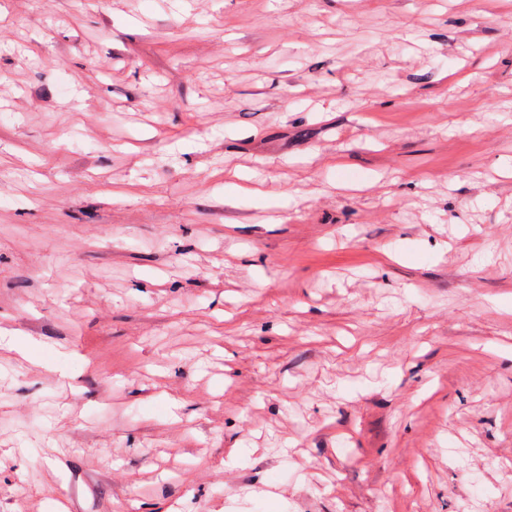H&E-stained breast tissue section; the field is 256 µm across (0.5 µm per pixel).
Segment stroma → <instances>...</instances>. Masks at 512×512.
<instances>
[{
  "label": "stroma",
  "instance_id": "obj_1",
  "mask_svg": "<svg viewBox=\"0 0 512 512\" xmlns=\"http://www.w3.org/2000/svg\"><path fill=\"white\" fill-rule=\"evenodd\" d=\"M0 109V512H512V0H0Z\"/></svg>",
  "mask_w": 512,
  "mask_h": 512
}]
</instances>
